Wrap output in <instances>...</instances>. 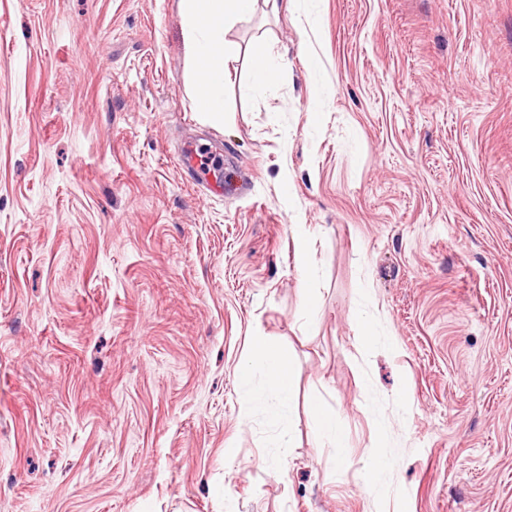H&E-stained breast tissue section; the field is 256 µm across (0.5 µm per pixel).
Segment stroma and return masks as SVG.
Returning <instances> with one entry per match:
<instances>
[{
    "label": "stroma",
    "instance_id": "obj_1",
    "mask_svg": "<svg viewBox=\"0 0 512 512\" xmlns=\"http://www.w3.org/2000/svg\"><path fill=\"white\" fill-rule=\"evenodd\" d=\"M227 38L212 122L180 0H0V512H512V0H279ZM253 82L257 86H267L275 81L281 63L258 44L253 48ZM258 368L265 378L259 387L253 385L254 371L246 367L241 371V385L248 401L253 405H261L266 400H275L286 406L292 391V365L281 349L263 336L253 339ZM315 424L313 433L321 443V447L328 445L330 448H347V436L335 419L325 412L319 402L313 404ZM326 442L327 444L325 445Z\"/></svg>",
    "mask_w": 512,
    "mask_h": 512
}]
</instances>
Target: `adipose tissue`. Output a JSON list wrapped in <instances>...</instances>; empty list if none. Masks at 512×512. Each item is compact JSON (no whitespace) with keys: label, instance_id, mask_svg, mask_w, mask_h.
Listing matches in <instances>:
<instances>
[{"label":"adipose tissue","instance_id":"1","mask_svg":"<svg viewBox=\"0 0 512 512\" xmlns=\"http://www.w3.org/2000/svg\"><path fill=\"white\" fill-rule=\"evenodd\" d=\"M260 0H180L181 24L186 40V64L189 82L195 90L199 112L211 120L224 112V86L229 70L238 60L235 43L227 41L224 31L251 14ZM256 368H244L241 385L251 404L274 400L287 404L292 391V365L281 349L268 338L253 339ZM265 378L254 385L255 371Z\"/></svg>","mask_w":512,"mask_h":512}]
</instances>
